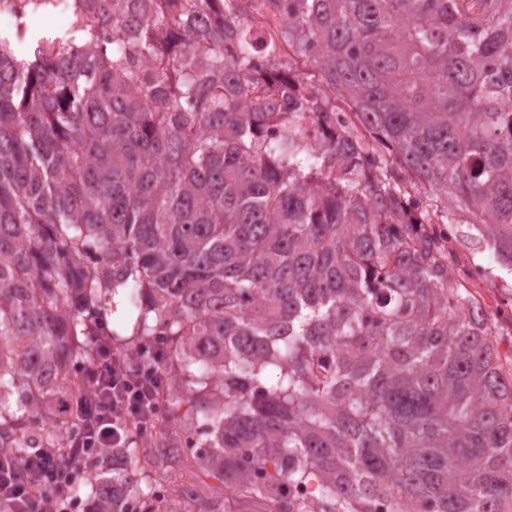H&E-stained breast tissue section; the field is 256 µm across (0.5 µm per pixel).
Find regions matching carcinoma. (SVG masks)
<instances>
[{
  "label": "carcinoma",
  "instance_id": "cac0c4a2",
  "mask_svg": "<svg viewBox=\"0 0 512 512\" xmlns=\"http://www.w3.org/2000/svg\"><path fill=\"white\" fill-rule=\"evenodd\" d=\"M80 2L0 34V455L56 440L119 297L170 418L93 512H512V334L400 188L512 268V0H269L270 38L256 0Z\"/></svg>",
  "mask_w": 512,
  "mask_h": 512
}]
</instances>
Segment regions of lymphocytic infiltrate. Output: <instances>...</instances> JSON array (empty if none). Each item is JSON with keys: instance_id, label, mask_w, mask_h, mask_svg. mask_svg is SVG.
<instances>
[{"instance_id": "obj_1", "label": "lymphocytic infiltrate", "mask_w": 512, "mask_h": 512, "mask_svg": "<svg viewBox=\"0 0 512 512\" xmlns=\"http://www.w3.org/2000/svg\"><path fill=\"white\" fill-rule=\"evenodd\" d=\"M95 343L94 359L83 372L80 428L69 451L40 448L0 461V502L12 505L13 512H45L49 491L75 508L69 488L77 475L98 461L104 449L137 442L157 412L160 373L133 353L113 347L111 337H96Z\"/></svg>"}]
</instances>
